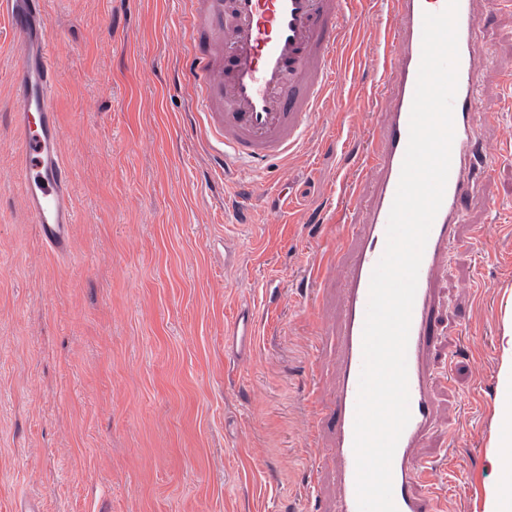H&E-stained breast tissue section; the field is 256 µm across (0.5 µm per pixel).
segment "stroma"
<instances>
[{
  "instance_id": "1",
  "label": "stroma",
  "mask_w": 512,
  "mask_h": 512,
  "mask_svg": "<svg viewBox=\"0 0 512 512\" xmlns=\"http://www.w3.org/2000/svg\"><path fill=\"white\" fill-rule=\"evenodd\" d=\"M61 155L78 222L66 252L31 224L0 24V512H334L331 422L342 279L308 276L344 227L382 104V0H355L345 73L303 148L221 174L185 86L178 0H45ZM477 129L485 206L437 276L435 427L416 448L440 512H486L512 320V0H487ZM253 204L234 222L235 201ZM252 353L229 362L237 311ZM225 336V348L232 357H243L250 352L255 336V315L251 307L238 312Z\"/></svg>"
}]
</instances>
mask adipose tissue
<instances>
[{
	"mask_svg": "<svg viewBox=\"0 0 512 512\" xmlns=\"http://www.w3.org/2000/svg\"><path fill=\"white\" fill-rule=\"evenodd\" d=\"M503 365L506 374L495 407L498 426L492 436L503 479L491 492L488 512H512V345L504 350Z\"/></svg>",
	"mask_w": 512,
	"mask_h": 512,
	"instance_id": "adipose-tissue-1",
	"label": "adipose tissue"
}]
</instances>
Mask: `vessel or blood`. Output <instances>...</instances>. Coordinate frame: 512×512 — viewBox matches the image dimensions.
<instances>
[{
	"label": "vessel or blood",
	"mask_w": 512,
	"mask_h": 512,
	"mask_svg": "<svg viewBox=\"0 0 512 512\" xmlns=\"http://www.w3.org/2000/svg\"><path fill=\"white\" fill-rule=\"evenodd\" d=\"M185 28L181 48L191 59L187 88L204 117L206 136L221 145L213 158L221 171H261L272 158L296 152L323 110L328 89L340 82L338 50L350 0H179ZM379 28L381 80L389 95L378 114L373 153L360 163L371 190L364 220L347 225L348 257L339 263L344 288L336 329V389L332 465L339 489L336 512H357L354 422L363 367V329L372 273L386 248L389 213L398 187L410 112L422 56L423 16L446 0H383ZM477 0H459L458 88L453 105L454 140L443 203L423 253L406 351L411 418L392 463L397 512H435L433 495L422 493L430 467L413 455L434 425L427 359L436 340L435 279L447 265L464 219L465 203L481 200L472 175L483 60L473 42L479 24ZM0 20L14 35L20 62L13 91L22 142V184L32 223L57 250L69 242L75 221L72 173L60 153L57 118L58 65L45 18V0H0ZM255 315L242 308L226 334L235 358L250 352Z\"/></svg>",
	"instance_id": "1"
}]
</instances>
